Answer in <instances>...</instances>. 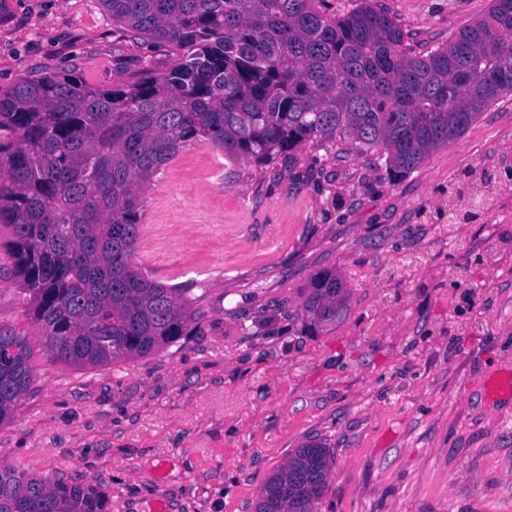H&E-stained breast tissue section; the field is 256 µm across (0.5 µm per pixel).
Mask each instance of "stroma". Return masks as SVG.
I'll return each instance as SVG.
<instances>
[{
  "mask_svg": "<svg viewBox=\"0 0 512 512\" xmlns=\"http://www.w3.org/2000/svg\"><path fill=\"white\" fill-rule=\"evenodd\" d=\"M414 53L489 0H369ZM0 88L64 66L97 86L172 64L99 0H8ZM255 167L187 148L143 193L136 263L201 315L160 353L78 369L49 360L0 250V319L29 338L35 378L0 460L91 484L110 512H254L309 440L333 452L317 512H512V97L411 173L351 141ZM488 212L449 225L485 171ZM349 288L319 329L300 317L320 270Z\"/></svg>",
  "mask_w": 512,
  "mask_h": 512,
  "instance_id": "1",
  "label": "stroma"
}]
</instances>
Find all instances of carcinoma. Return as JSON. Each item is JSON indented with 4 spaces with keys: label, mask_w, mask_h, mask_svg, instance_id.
<instances>
[{
    "label": "carcinoma",
    "mask_w": 512,
    "mask_h": 512,
    "mask_svg": "<svg viewBox=\"0 0 512 512\" xmlns=\"http://www.w3.org/2000/svg\"><path fill=\"white\" fill-rule=\"evenodd\" d=\"M112 21L176 51L161 72L95 86L48 71L0 89V229L28 315L55 361L86 368L167 348L196 300L135 266L142 192L179 152L208 146L261 167L348 139L394 177L512 96V0L413 54L387 13L325 0H99ZM345 282L311 278L302 318L336 321ZM28 337L0 320V424L27 393ZM333 456L311 440L275 471L255 512H316ZM0 512H109L92 485L0 463Z\"/></svg>",
    "instance_id": "carcinoma-1"
}]
</instances>
